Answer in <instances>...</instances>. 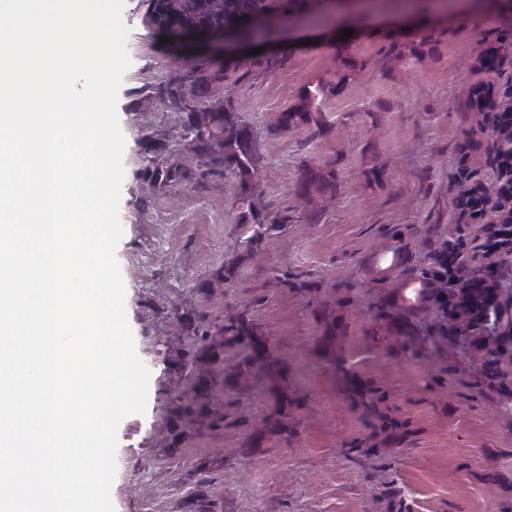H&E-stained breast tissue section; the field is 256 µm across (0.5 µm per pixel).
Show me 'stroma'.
I'll return each instance as SVG.
<instances>
[{
	"label": "stroma",
	"mask_w": 512,
	"mask_h": 512,
	"mask_svg": "<svg viewBox=\"0 0 512 512\" xmlns=\"http://www.w3.org/2000/svg\"><path fill=\"white\" fill-rule=\"evenodd\" d=\"M404 2L370 0L378 22L359 25L347 50L333 39L288 48L270 72L243 58L228 69L234 105L264 136L262 204L290 218L248 249L237 178L203 174L166 101L175 77L218 65L202 42L149 27L147 0H125L116 257L150 379L145 414L118 428L114 512H512V341L492 357L482 325L455 336L439 304L409 317L390 305L402 278L440 274L449 249L462 257L456 279L475 268L486 220L453 197L493 182L498 133L468 100L483 82L512 89V23L458 16L448 0L452 22L405 30ZM343 9L297 0L282 24L305 36ZM490 47L500 63L488 72ZM320 84V126L267 134ZM149 139L164 152H146ZM174 163L185 178L169 183ZM307 166L331 172L330 187L304 189ZM395 240L401 265L374 276L365 256ZM239 317L277 358L272 373L258 374L245 344L203 354L186 328L215 334ZM202 371L221 421L172 420Z\"/></svg>",
	"instance_id": "stroma-1"
}]
</instances>
